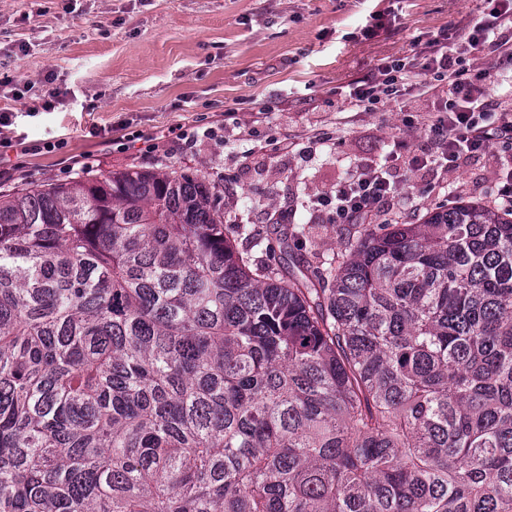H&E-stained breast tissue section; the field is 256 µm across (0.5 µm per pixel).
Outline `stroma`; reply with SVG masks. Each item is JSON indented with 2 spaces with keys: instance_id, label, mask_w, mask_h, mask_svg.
<instances>
[{
  "instance_id": "stroma-1",
  "label": "stroma",
  "mask_w": 512,
  "mask_h": 512,
  "mask_svg": "<svg viewBox=\"0 0 512 512\" xmlns=\"http://www.w3.org/2000/svg\"><path fill=\"white\" fill-rule=\"evenodd\" d=\"M484 0H0V113L34 148L14 182L66 180L90 170L196 171L227 193L224 218L277 245L293 262L330 252L347 227L317 199L360 164L395 166L398 193L374 223L454 201L490 204L512 157L465 158L449 173L412 170L430 149L433 101L404 99L349 112L344 90L384 60L412 56L447 32L462 41ZM385 12L371 37L360 33ZM58 93L41 111L46 89ZM158 143L124 148L127 134Z\"/></svg>"
}]
</instances>
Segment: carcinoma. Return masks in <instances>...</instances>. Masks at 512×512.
<instances>
[{
    "label": "carcinoma",
    "mask_w": 512,
    "mask_h": 512,
    "mask_svg": "<svg viewBox=\"0 0 512 512\" xmlns=\"http://www.w3.org/2000/svg\"><path fill=\"white\" fill-rule=\"evenodd\" d=\"M234 233L170 166L0 192V512H512V205Z\"/></svg>",
    "instance_id": "carcinoma-1"
}]
</instances>
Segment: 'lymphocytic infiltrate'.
<instances>
[{
  "mask_svg": "<svg viewBox=\"0 0 512 512\" xmlns=\"http://www.w3.org/2000/svg\"><path fill=\"white\" fill-rule=\"evenodd\" d=\"M464 53L490 55L492 66L463 67L447 34L428 39L414 56L378 64L370 76L356 81L346 100L351 111L373 112L379 105L409 94L433 95L430 127L438 139L436 152L415 155V169L448 171L461 157L495 149L512 154V108L492 99V83L512 84V0H493L485 17L469 32ZM395 184L385 166L370 165L352 174L325 197L337 224H365Z\"/></svg>",
  "mask_w": 512,
  "mask_h": 512,
  "instance_id": "obj_1",
  "label": "lymphocytic infiltrate"
}]
</instances>
